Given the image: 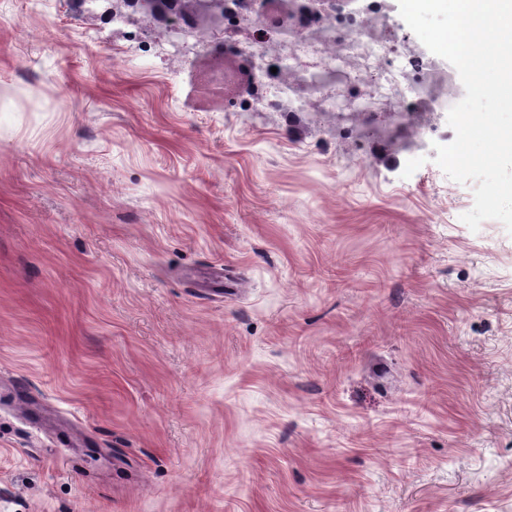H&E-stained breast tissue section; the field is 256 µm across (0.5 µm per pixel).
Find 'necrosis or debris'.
<instances>
[{
    "mask_svg": "<svg viewBox=\"0 0 512 512\" xmlns=\"http://www.w3.org/2000/svg\"><path fill=\"white\" fill-rule=\"evenodd\" d=\"M265 3L259 17L225 13L224 32L212 35L208 47L221 61L253 57L269 68L272 111L303 112L315 101L332 112L342 98L356 125L387 101L409 122L461 99L454 73L441 59L388 35L392 0H370L366 19L351 9L317 19L302 11L303 0Z\"/></svg>",
    "mask_w": 512,
    "mask_h": 512,
    "instance_id": "1",
    "label": "necrosis or debris"
}]
</instances>
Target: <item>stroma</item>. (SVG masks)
Masks as SVG:
<instances>
[{
  "instance_id": "1",
  "label": "stroma",
  "mask_w": 512,
  "mask_h": 512,
  "mask_svg": "<svg viewBox=\"0 0 512 512\" xmlns=\"http://www.w3.org/2000/svg\"><path fill=\"white\" fill-rule=\"evenodd\" d=\"M128 23L0 0V512H512V234L446 113L228 110Z\"/></svg>"
}]
</instances>
